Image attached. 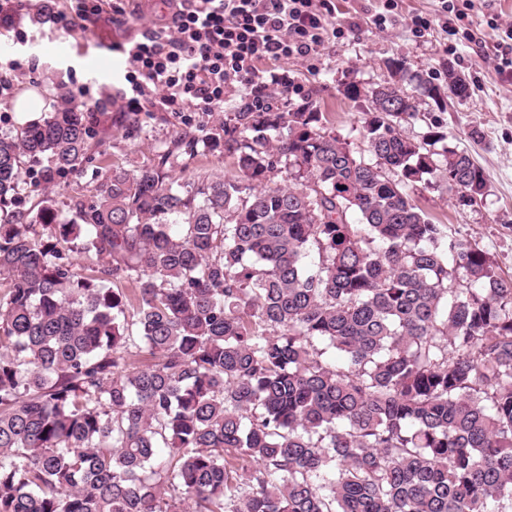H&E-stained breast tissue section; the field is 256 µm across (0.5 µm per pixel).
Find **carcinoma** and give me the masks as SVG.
<instances>
[{
  "instance_id": "1",
  "label": "carcinoma",
  "mask_w": 512,
  "mask_h": 512,
  "mask_svg": "<svg viewBox=\"0 0 512 512\" xmlns=\"http://www.w3.org/2000/svg\"><path fill=\"white\" fill-rule=\"evenodd\" d=\"M387 68L344 87L362 151L286 98L103 178L91 112L0 134V512L512 509V279L411 195L484 198L438 123L405 132L469 83ZM205 153L236 174L184 189ZM25 158L35 189L92 170L91 199L23 208Z\"/></svg>"
}]
</instances>
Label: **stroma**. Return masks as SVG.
Returning a JSON list of instances; mask_svg holds the SVG:
<instances>
[{
    "label": "stroma",
    "mask_w": 512,
    "mask_h": 512,
    "mask_svg": "<svg viewBox=\"0 0 512 512\" xmlns=\"http://www.w3.org/2000/svg\"><path fill=\"white\" fill-rule=\"evenodd\" d=\"M390 10L385 0H336V19L355 23L347 32L330 41L317 59L301 63L283 59L273 63L278 73H288L301 88L293 95L292 105L313 101L323 112L327 126L348 136L354 146L363 143L359 112L368 103L346 98V84L362 87L389 80L386 62L403 59L416 72L426 74L434 82L447 81L448 68L466 75L471 93L468 97L450 99L446 110L421 104V119L408 131L423 133L427 122L442 124L450 145L466 151L483 168L488 196L483 204L460 206L456 195L432 186H417L414 197L419 207L435 223L447 225L449 233L475 240L495 262L505 278H512V84L504 83L487 60L481 48L462 35H448L440 26L418 31L416 17H433L435 0H397ZM140 19L116 23L111 13H102L86 30L72 33L60 29L52 17L33 19L31 11H23L13 30L0 25V77L11 80L14 95L36 90L42 97L44 111H51L57 98L67 95L75 86L89 85L91 94L76 102L79 112L93 106V96L100 87L116 90L124 83L125 59L115 52V45L138 37L145 27L160 24L161 14L156 0H143ZM385 15V26H377L378 15ZM19 69H11L12 61ZM101 141L93 154L102 174L115 169L132 170L154 163L157 152L174 136L179 127L173 113H158L146 137H125L119 125L117 108L97 114ZM93 183L89 175L69 176L66 185L39 188L24 197L25 208L39 207L51 198L60 219L71 216L74 198L89 196Z\"/></svg>",
    "instance_id": "stroma-1"
}]
</instances>
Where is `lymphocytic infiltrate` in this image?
<instances>
[{
    "mask_svg": "<svg viewBox=\"0 0 512 512\" xmlns=\"http://www.w3.org/2000/svg\"><path fill=\"white\" fill-rule=\"evenodd\" d=\"M162 2L164 22L119 48L125 84L104 100L122 111L149 106L195 122L223 111L228 87L249 89L258 102L266 91L293 90L290 77L261 69V62L312 60L338 33L335 0ZM107 7L123 20L140 13L134 0H73L55 19L70 32Z\"/></svg>",
    "mask_w": 512,
    "mask_h": 512,
    "instance_id": "1",
    "label": "lymphocytic infiltrate"
}]
</instances>
